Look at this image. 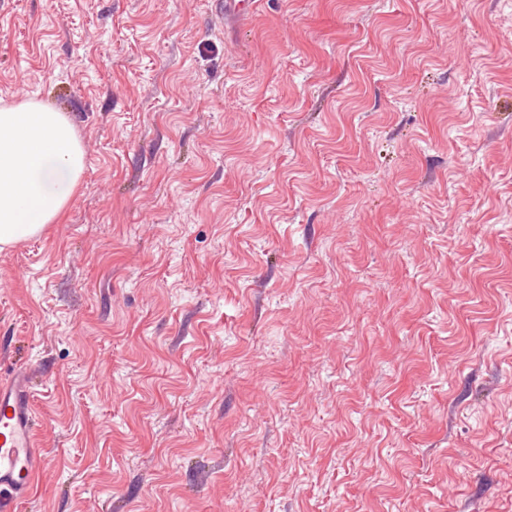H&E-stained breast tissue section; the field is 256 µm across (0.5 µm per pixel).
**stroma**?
<instances>
[{"instance_id": "1", "label": "stroma", "mask_w": 512, "mask_h": 512, "mask_svg": "<svg viewBox=\"0 0 512 512\" xmlns=\"http://www.w3.org/2000/svg\"><path fill=\"white\" fill-rule=\"evenodd\" d=\"M224 2L0 0L85 153L0 251L15 512H512V0ZM30 377L17 371L0 383V510L28 495L40 467L35 448V417L31 403Z\"/></svg>"}]
</instances>
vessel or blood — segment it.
I'll list each match as a JSON object with an SVG mask.
<instances>
[{"label":"vessel or blood","instance_id":"1","mask_svg":"<svg viewBox=\"0 0 512 512\" xmlns=\"http://www.w3.org/2000/svg\"><path fill=\"white\" fill-rule=\"evenodd\" d=\"M40 467L30 377L19 371L0 383V512H13Z\"/></svg>","mask_w":512,"mask_h":512}]
</instances>
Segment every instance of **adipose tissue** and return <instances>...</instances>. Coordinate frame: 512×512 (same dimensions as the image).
I'll return each instance as SVG.
<instances>
[{
  "label": "adipose tissue",
  "mask_w": 512,
  "mask_h": 512,
  "mask_svg": "<svg viewBox=\"0 0 512 512\" xmlns=\"http://www.w3.org/2000/svg\"><path fill=\"white\" fill-rule=\"evenodd\" d=\"M84 170L68 117L36 100L0 107V250L56 223Z\"/></svg>",
  "instance_id": "ef3b65f1"
}]
</instances>
